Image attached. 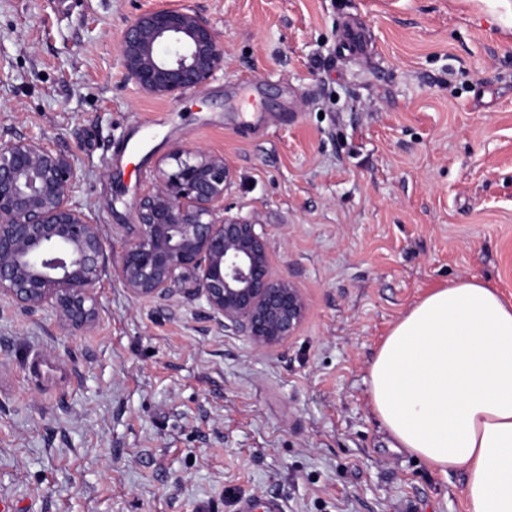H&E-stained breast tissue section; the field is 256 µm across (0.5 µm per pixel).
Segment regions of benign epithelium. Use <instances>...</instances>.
I'll return each instance as SVG.
<instances>
[{
	"label": "benign epithelium",
	"mask_w": 512,
	"mask_h": 512,
	"mask_svg": "<svg viewBox=\"0 0 512 512\" xmlns=\"http://www.w3.org/2000/svg\"><path fill=\"white\" fill-rule=\"evenodd\" d=\"M119 51L127 78L161 99L206 85L224 65L209 20L171 0L137 15ZM76 180L70 157L47 142L0 141V300L20 312L49 308L70 334L97 324L106 253L100 224L72 204ZM232 183L223 155L173 149L134 201L136 224L114 249L113 272L134 299L170 300L191 284L219 325L267 351L296 336L309 304L275 274L263 225L226 214Z\"/></svg>",
	"instance_id": "7a95c632"
}]
</instances>
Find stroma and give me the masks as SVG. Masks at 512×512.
I'll return each instance as SVG.
<instances>
[{
    "mask_svg": "<svg viewBox=\"0 0 512 512\" xmlns=\"http://www.w3.org/2000/svg\"><path fill=\"white\" fill-rule=\"evenodd\" d=\"M151 2L0 0V140L68 154L73 201L109 244L174 147L223 154L226 207L265 225L309 311L260 352L187 290L132 298L109 258L90 333L0 302V503L467 512L463 473L389 447L369 368L434 289L475 277L512 299V0H188L224 66L176 101L140 93L119 52ZM349 21L364 55L339 50Z\"/></svg>",
    "mask_w": 512,
    "mask_h": 512,
    "instance_id": "stroma-1",
    "label": "stroma"
}]
</instances>
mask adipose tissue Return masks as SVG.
<instances>
[{
  "label": "adipose tissue",
  "mask_w": 512,
  "mask_h": 512,
  "mask_svg": "<svg viewBox=\"0 0 512 512\" xmlns=\"http://www.w3.org/2000/svg\"><path fill=\"white\" fill-rule=\"evenodd\" d=\"M391 438L441 473L465 475L468 512H512V302L462 279L392 328L369 370Z\"/></svg>",
  "instance_id": "ef3b65f1"
}]
</instances>
